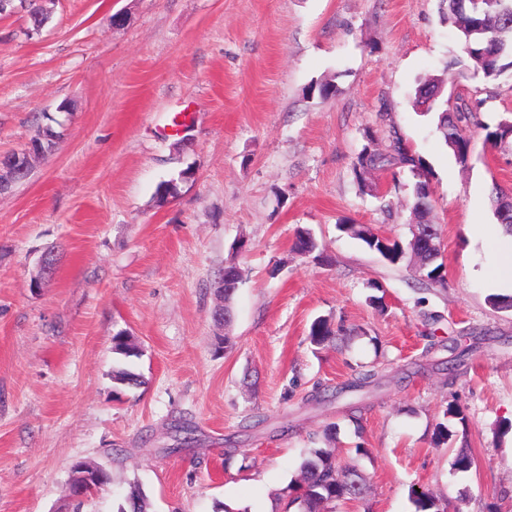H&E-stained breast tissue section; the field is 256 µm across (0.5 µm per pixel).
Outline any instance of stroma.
Wrapping results in <instances>:
<instances>
[{
	"label": "stroma",
	"mask_w": 512,
	"mask_h": 512,
	"mask_svg": "<svg viewBox=\"0 0 512 512\" xmlns=\"http://www.w3.org/2000/svg\"><path fill=\"white\" fill-rule=\"evenodd\" d=\"M42 5L32 35L24 7L0 15V155L47 117L64 125L0 194V512H118L134 488L152 512H278L328 431L370 486L334 512H414L413 485L447 512H512V309L488 302L479 231L494 187L512 190V143L476 141L459 165L415 103L438 76L496 125L512 68L466 76L444 0ZM394 132L431 170L440 282L342 230L408 244L417 175H369L379 198L354 173ZM300 228L315 254L295 250ZM49 253L56 271L33 287ZM232 264L226 324L216 282ZM319 317L337 332L324 347L308 339ZM120 332L139 357L115 353ZM121 367L143 385L117 383ZM363 368L372 383L340 394ZM77 461L111 476L79 504Z\"/></svg>",
	"instance_id": "1"
}]
</instances>
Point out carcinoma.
Masks as SVG:
<instances>
[{"label": "carcinoma", "mask_w": 512, "mask_h": 512, "mask_svg": "<svg viewBox=\"0 0 512 512\" xmlns=\"http://www.w3.org/2000/svg\"><path fill=\"white\" fill-rule=\"evenodd\" d=\"M448 22L459 32L461 50L473 62V74L482 76L489 83L512 67V0H480L478 7L464 5L461 0H445ZM443 85L439 78L429 79L418 91L417 105L427 106V111L437 110V130L445 145L450 148L457 163L464 166L471 155L475 136L484 131L486 144L501 145L512 142V128L500 122L489 127L478 122L477 107L463 97L452 101L442 98ZM408 169L419 176L429 173L426 161L411 153L397 134L391 135L384 151L363 150L355 165V174L361 186H366V174L376 170ZM492 207L503 231L512 235V195L497 189L492 195ZM432 203L428 181L416 184L413 204L418 221V234L412 235L409 246L422 254V267L430 281L442 280L443 266L437 263L438 251L433 248L439 237L438 227L429 223ZM339 228L361 239L383 259L397 264L405 259L404 248L396 241L382 238L363 227L341 224ZM334 337L326 318H317L310 327L309 340L322 346ZM113 349L125 357L139 356L140 348L130 336L122 333L113 337ZM375 372L358 373L340 388L342 393L360 390ZM367 492L364 472L356 465L341 464L336 459V449L317 447L308 450L303 458L298 476L286 488V508L296 507L295 512H328L336 502L358 503ZM409 499L415 512H441L439 500L430 491L411 487ZM120 512H150V504L138 489L131 490L120 506Z\"/></svg>", "instance_id": "cac0c4a2"}]
</instances>
